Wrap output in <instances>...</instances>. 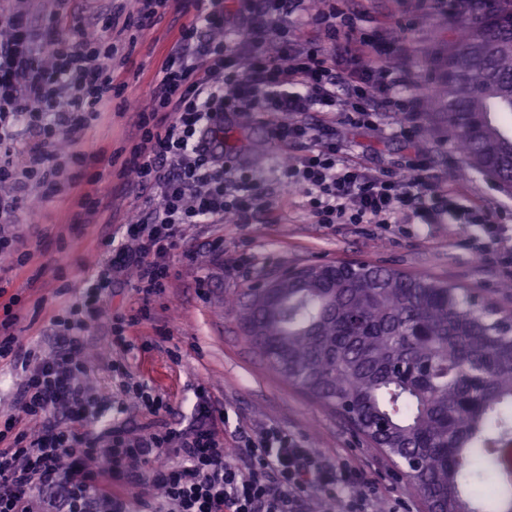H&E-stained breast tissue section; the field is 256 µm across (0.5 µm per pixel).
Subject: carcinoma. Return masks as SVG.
I'll use <instances>...</instances> for the list:
<instances>
[{
	"instance_id": "1",
	"label": "carcinoma",
	"mask_w": 512,
	"mask_h": 512,
	"mask_svg": "<svg viewBox=\"0 0 512 512\" xmlns=\"http://www.w3.org/2000/svg\"><path fill=\"white\" fill-rule=\"evenodd\" d=\"M448 32L438 93L464 170L512 185V0H441ZM240 328L288 384L348 408L388 456H415L410 480L431 512H512V336L446 282L358 263L282 277L269 303L235 306ZM495 475L499 497L481 487Z\"/></svg>"
}]
</instances>
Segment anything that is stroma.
<instances>
[{
    "mask_svg": "<svg viewBox=\"0 0 512 512\" xmlns=\"http://www.w3.org/2000/svg\"><path fill=\"white\" fill-rule=\"evenodd\" d=\"M349 5L365 13L368 24L409 26L417 58H431L442 49L433 23V0H350ZM105 18L103 0H68L59 22L72 34L96 31ZM180 25L169 15L140 34L130 58L115 69L114 85L128 95H147ZM304 119L345 139L347 162L376 171L423 153L438 183L447 185L459 203L494 212L505 238L512 239V194L480 173L458 176L459 159L440 122H431L409 140L392 124L375 130L352 128L331 112H309ZM137 121L136 114L116 103L92 122L86 136L119 162L137 138ZM270 121L267 115L242 119L225 126L223 136L225 153L234 156L238 166L251 169L270 193L272 212L254 224L189 226L170 257L172 276L165 294L150 302H142L129 276L113 281L101 316L86 331L87 347L97 353L87 383L102 399L99 420L108 425L117 417L131 429L147 422L142 412L117 409V388L129 374L169 400L175 429L192 423L195 395L202 390L224 413L225 447H233L239 434L276 427L333 462L363 470L378 497L400 512H427L409 478L389 457L366 443L338 412L289 386L253 352L225 299L285 264L353 259L433 276L489 300L504 315L512 314V296L499 291L504 280L500 270L471 247L476 230L469 225L399 224L382 229L373 224L314 223L307 216L304 193L281 180L286 149L273 140ZM102 186L106 196L95 224L72 223L73 203L80 194L76 188L42 203L37 215L21 210L14 218L31 257L0 275V320L5 317L2 305L13 303L18 334L43 355H51L56 347L50 336L53 316L78 300L85 277L75 265L56 268L53 255L67 252L77 257L103 250L125 216L144 204V195L118 177H105ZM243 254L250 256V263L225 270V260ZM118 317L133 320L125 329L130 345L102 355L108 329ZM114 359L122 361L123 371L112 370Z\"/></svg>",
    "mask_w": 512,
    "mask_h": 512,
    "instance_id": "obj_1",
    "label": "stroma"
}]
</instances>
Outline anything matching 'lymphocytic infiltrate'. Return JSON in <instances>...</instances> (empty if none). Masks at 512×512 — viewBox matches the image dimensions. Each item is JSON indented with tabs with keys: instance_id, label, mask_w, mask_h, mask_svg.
Segmentation results:
<instances>
[{
	"instance_id": "lymphocytic-infiltrate-1",
	"label": "lymphocytic infiltrate",
	"mask_w": 512,
	"mask_h": 512,
	"mask_svg": "<svg viewBox=\"0 0 512 512\" xmlns=\"http://www.w3.org/2000/svg\"><path fill=\"white\" fill-rule=\"evenodd\" d=\"M183 17L180 36L166 55L149 97L125 96V111L139 117L141 137L120 177L147 193L148 205L129 213L123 242L106 258H82L87 275L79 302L54 325L67 336L52 356L27 348L14 325L0 320V359L20 364L26 379L17 416L0 428V512H309L308 491L337 500L346 512H373L364 474L329 461L316 449L266 428L224 445V419L205 393L194 404L196 422L168 426L171 406L148 384L126 399L148 415L139 433L125 425L89 426L97 401L79 381L84 331L99 315L115 275L135 272L143 300L163 293L167 259L185 226L234 219L253 223L271 203L251 174L224 159L220 132L227 119L272 116V136L300 155L283 166V181L301 186L318 224H378L451 218L481 227L477 253L512 279V248L485 210L460 208L420 156L384 173L345 161L348 145L302 121L306 112H334L341 123L375 128L392 114L404 137L423 122L430 71L414 63L405 27L367 28L342 0H120L94 38H55L21 48L22 14L0 17V256L26 257L7 226L29 193L46 184L76 181L75 164L91 168L94 189L78 203L91 223L103 200L102 150L86 146L85 131L112 102V75L135 47L137 33L167 14ZM300 16L299 35L288 19ZM53 65H44L45 56ZM39 139L18 148L19 121ZM67 150H55L57 140Z\"/></svg>"
}]
</instances>
